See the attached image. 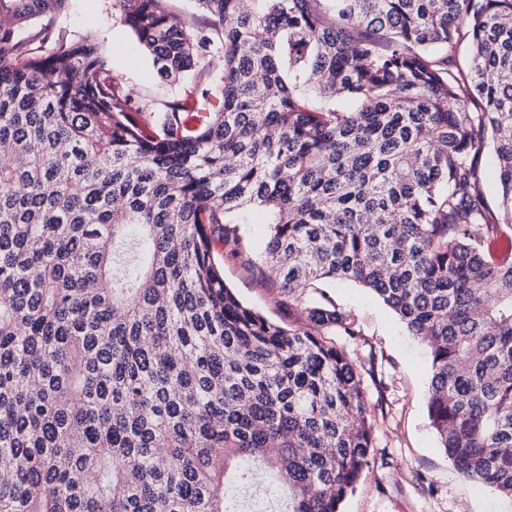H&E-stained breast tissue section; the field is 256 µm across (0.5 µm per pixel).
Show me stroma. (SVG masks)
<instances>
[{
	"instance_id": "35a3bbf8",
	"label": "stroma",
	"mask_w": 512,
	"mask_h": 512,
	"mask_svg": "<svg viewBox=\"0 0 512 512\" xmlns=\"http://www.w3.org/2000/svg\"><path fill=\"white\" fill-rule=\"evenodd\" d=\"M55 27L96 41L134 102L146 113L163 109L177 90L162 80L135 33L115 18L112 0H67ZM229 244L215 258L237 297L267 318L293 327L308 324L304 305L282 300L250 258L265 247V219L249 213L227 225ZM338 309L360 328L344 349L361 368L374 443L370 464L341 512H512V500L478 487L457 473L439 446L427 412L429 349L408 334L395 315L367 289L351 282L326 285Z\"/></svg>"
}]
</instances>
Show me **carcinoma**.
I'll return each mask as SVG.
<instances>
[{
	"mask_svg": "<svg viewBox=\"0 0 512 512\" xmlns=\"http://www.w3.org/2000/svg\"><path fill=\"white\" fill-rule=\"evenodd\" d=\"M64 2L0 0V512H340L374 431L336 280L428 346L440 447L512 498V0H115L180 84L151 120ZM245 209L308 328L224 283ZM483 177L488 202L495 207L497 204L498 183L496 178L494 151L491 148L482 162Z\"/></svg>",
	"mask_w": 512,
	"mask_h": 512,
	"instance_id": "1",
	"label": "carcinoma"
}]
</instances>
